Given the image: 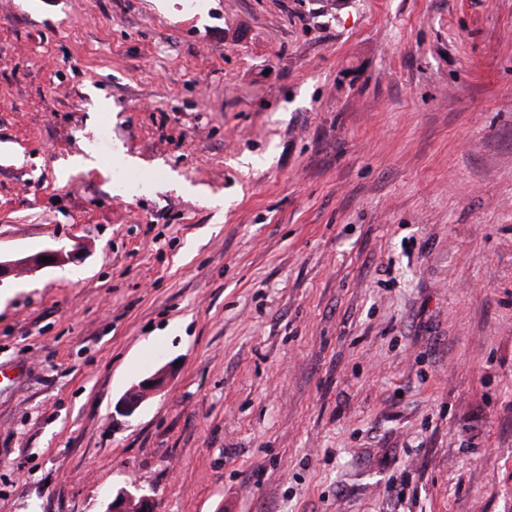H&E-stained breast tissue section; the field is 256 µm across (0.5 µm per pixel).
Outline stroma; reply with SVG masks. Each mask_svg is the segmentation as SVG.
Instances as JSON below:
<instances>
[{"label": "stroma", "instance_id": "stroma-1", "mask_svg": "<svg viewBox=\"0 0 512 512\" xmlns=\"http://www.w3.org/2000/svg\"><path fill=\"white\" fill-rule=\"evenodd\" d=\"M9 2L0 512H512V0ZM43 257H52L53 262L43 263ZM72 259V254L70 252L65 253L63 250L56 249H48L43 252L39 256H36L35 260L33 258L25 259L23 261H5L0 256V280L3 278L9 277L13 274L15 268L17 266H25V268L30 271L31 268L33 270L44 268V267H57L63 268L66 264L70 262ZM169 376L168 368L163 367L150 377L141 381L136 387L128 391L121 402L122 409L127 414H133L140 406L145 395L161 387ZM100 512H158L159 502L152 495L141 493L139 489L122 487L108 495Z\"/></svg>", "mask_w": 512, "mask_h": 512}]
</instances>
